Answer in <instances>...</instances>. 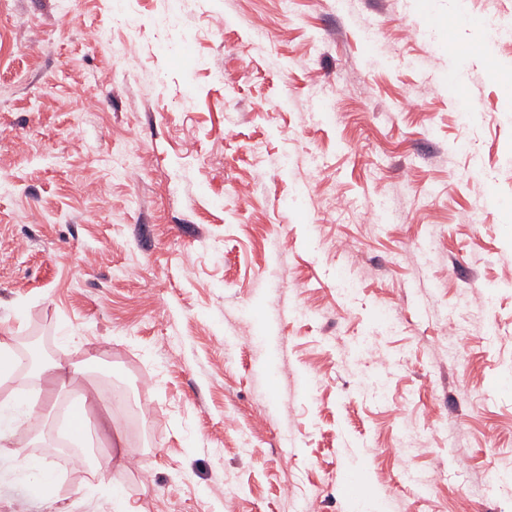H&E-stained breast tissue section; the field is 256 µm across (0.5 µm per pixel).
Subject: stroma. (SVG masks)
<instances>
[{
	"mask_svg": "<svg viewBox=\"0 0 512 512\" xmlns=\"http://www.w3.org/2000/svg\"><path fill=\"white\" fill-rule=\"evenodd\" d=\"M465 12L512 0H0V332L80 339L134 457L48 451L63 390L0 447V512H512L482 482L512 464V45Z\"/></svg>",
	"mask_w": 512,
	"mask_h": 512,
	"instance_id": "35a3bbf8",
	"label": "stroma"
}]
</instances>
